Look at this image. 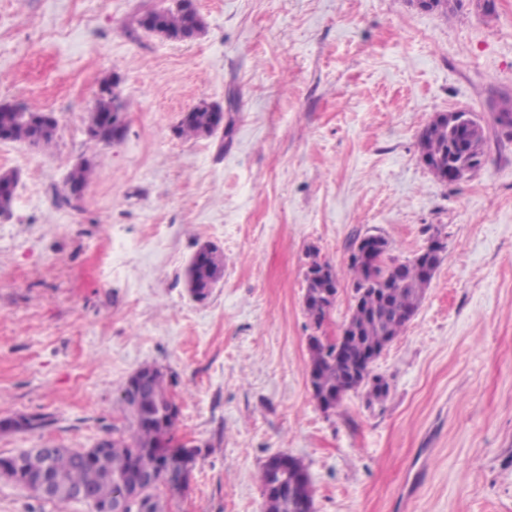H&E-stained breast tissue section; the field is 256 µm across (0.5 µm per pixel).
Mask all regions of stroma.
I'll use <instances>...</instances> for the list:
<instances>
[{
    "label": "stroma",
    "mask_w": 512,
    "mask_h": 512,
    "mask_svg": "<svg viewBox=\"0 0 512 512\" xmlns=\"http://www.w3.org/2000/svg\"><path fill=\"white\" fill-rule=\"evenodd\" d=\"M171 0H0V104L53 113L50 149L0 141L19 174L0 220V456L88 448L125 424L120 388L146 364L175 383L176 434L199 445L170 512H266L258 472L306 469L313 512H512V0L441 15L410 0H196L201 36L137 31ZM121 77L127 129L104 145L86 117ZM216 103L224 127L178 133ZM483 125L485 162L436 179L419 137L438 112ZM96 175L54 202L74 163ZM413 258L445 245L425 298L371 365L389 384L320 409L308 337L337 339L353 306L349 256L366 235ZM224 276L194 301L199 243ZM340 286L322 326L303 308L310 250ZM0 512H92L34 498L0 476ZM211 107L210 104L202 102L187 112L178 127L179 135L188 139L212 135L223 122L224 113L220 109L216 110V125L212 122Z\"/></svg>",
    "instance_id": "obj_1"
}]
</instances>
